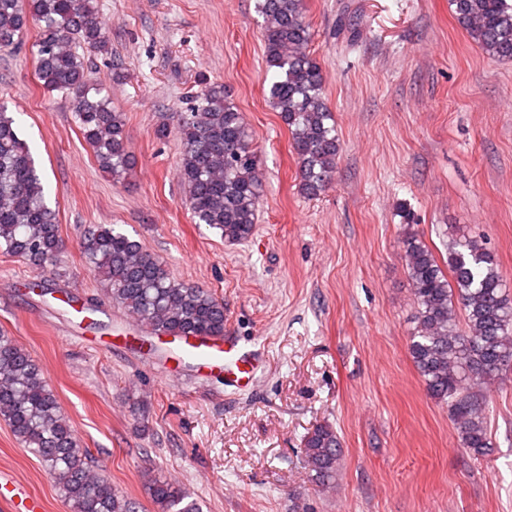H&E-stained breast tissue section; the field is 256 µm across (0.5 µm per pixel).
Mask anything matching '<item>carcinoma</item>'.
<instances>
[{
  "label": "carcinoma",
  "mask_w": 512,
  "mask_h": 512,
  "mask_svg": "<svg viewBox=\"0 0 512 512\" xmlns=\"http://www.w3.org/2000/svg\"><path fill=\"white\" fill-rule=\"evenodd\" d=\"M458 25L490 57L512 59V0H450ZM268 69L267 101L287 125L298 160L299 187L316 197L332 183L341 144L324 94L322 69L309 50L313 32L304 0H258ZM39 28L36 76L45 89L71 96L82 135L100 169L121 182L134 155L123 113L89 82L85 53L107 50L90 0H0V50L19 47ZM182 142L178 171L196 224L227 242L249 239L258 220L259 160L243 113L222 83L205 78L177 112ZM403 258L417 306L409 353L431 397L448 404L461 447L478 455L488 436L486 385L512 373V294L495 256L475 237L448 245L443 269L425 242L407 232ZM62 239L55 211L27 143L0 105V252L42 273L57 261ZM87 266L105 298L153 333L224 335V303L175 279L141 242L102 224L81 237ZM0 418L37 455L70 512H135L134 503L95 472L90 451L66 419L33 353L0 333ZM342 452L336 431L319 425L304 441L312 481L331 484ZM156 512H200L179 485L144 472Z\"/></svg>",
  "instance_id": "obj_1"
}]
</instances>
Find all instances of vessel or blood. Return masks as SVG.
I'll use <instances>...</instances> for the list:
<instances>
[{
  "label": "vessel or blood",
  "instance_id": "obj_1",
  "mask_svg": "<svg viewBox=\"0 0 512 512\" xmlns=\"http://www.w3.org/2000/svg\"><path fill=\"white\" fill-rule=\"evenodd\" d=\"M160 343H177L187 364L208 376H223L235 391L251 388L262 361L255 351L241 347L230 336L159 335ZM0 512H47L44 498L12 472L0 470Z\"/></svg>",
  "mask_w": 512,
  "mask_h": 512
}]
</instances>
